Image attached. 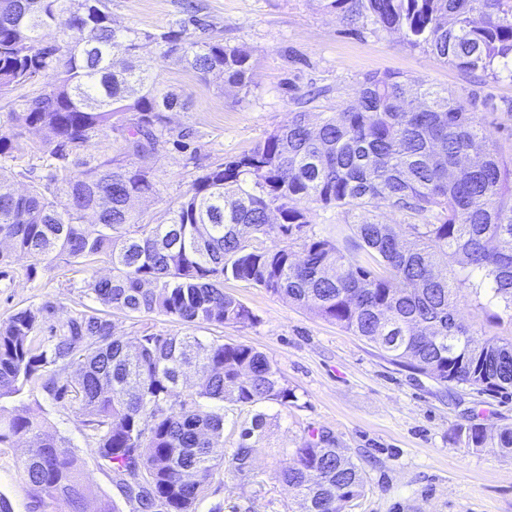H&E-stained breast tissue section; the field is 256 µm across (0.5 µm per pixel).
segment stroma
Here are the masks:
<instances>
[{
	"mask_svg": "<svg viewBox=\"0 0 512 512\" xmlns=\"http://www.w3.org/2000/svg\"><path fill=\"white\" fill-rule=\"evenodd\" d=\"M189 1L202 24L188 26L187 36L203 41L215 34L225 45L251 50L253 83L245 91L218 75L200 81L177 57L162 56L152 43L142 46V67L191 102L188 111L168 115L182 137L165 143L151 161L156 193L135 204L146 220L161 222L169 201L196 178L249 151L294 113L315 120L353 103L374 74L423 80L474 106L500 153L512 157V78L494 81L458 69L369 17L348 25L342 14L324 9L322 0H111L112 20L143 31L166 30L184 19ZM43 139L41 130L23 129L21 150L6 162L18 174L17 188L50 175ZM31 262L17 254L0 272V321L48 299L63 315L97 308L88 284L112 274L105 262L57 260L30 279L25 270ZM224 290L253 310L255 324L189 327L158 314L110 313L121 336L146 329L253 346L273 360L295 391L294 403L262 405L267 428L252 471L216 474L197 512H299L277 472L285 451L311 431L334 437L363 472L364 492L345 512H512V454L494 446L467 448L457 436L462 426L476 424L492 433L512 424V397L438 384L392 363L361 337L248 283L228 280ZM20 400L40 416L47 433L70 441L83 462L89 498L105 497L119 512H138L118 477L96 457L81 411L36 388L26 389ZM25 453L21 443L0 447V496L12 512H53V504L36 501L22 465Z\"/></svg>",
	"mask_w": 512,
	"mask_h": 512,
	"instance_id": "obj_1",
	"label": "stroma"
}]
</instances>
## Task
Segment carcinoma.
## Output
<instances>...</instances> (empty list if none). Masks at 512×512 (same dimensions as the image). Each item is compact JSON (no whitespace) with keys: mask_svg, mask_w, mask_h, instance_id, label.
Returning <instances> with one entry per match:
<instances>
[{"mask_svg":"<svg viewBox=\"0 0 512 512\" xmlns=\"http://www.w3.org/2000/svg\"><path fill=\"white\" fill-rule=\"evenodd\" d=\"M0 12V158L19 148V128L44 132L52 174L18 193L0 165V241L39 263L85 264L101 256L112 276L88 284L102 305L155 313L189 325H250L256 315L224 292L247 282L288 298L434 381L482 394L512 389V336L479 334L459 322L465 291L489 318L512 324V159L500 155L476 112L419 80L384 73L356 102L313 125L296 112L249 152L198 177L171 201L167 218L143 221L131 201L155 193L148 161L174 136L165 113L189 99L141 68L143 41L179 54L200 77L218 71L240 89L253 83L250 50L199 43L179 29L117 27L108 0H4ZM350 20L371 17L408 43L462 70L512 77V0H325ZM53 70L48 93L13 92ZM116 155L85 154L101 134ZM383 205L409 218L337 225L306 234L319 209L347 214ZM96 219L86 220L88 214ZM277 214L281 242L263 237ZM50 328L43 340L38 333ZM195 391H178L185 369ZM39 388L87 417L95 453L135 494L140 512H196L213 476L252 471L267 417L253 414L232 453L224 415L200 400L256 407L296 399L277 365L241 343L191 335L118 336L98 310L58 318L46 300L0 322V400ZM468 448L497 441L512 453V426L491 435L459 431ZM26 444L23 468L38 497L62 512H118L91 505L81 462L64 437L42 429L23 403L0 406V445ZM301 512H342L364 477L328 434L311 433L277 474Z\"/></svg>","mask_w":512,"mask_h":512,"instance_id":"obj_1","label":"carcinoma"}]
</instances>
